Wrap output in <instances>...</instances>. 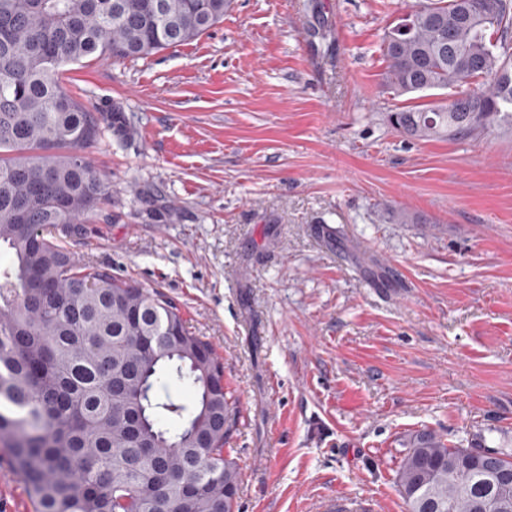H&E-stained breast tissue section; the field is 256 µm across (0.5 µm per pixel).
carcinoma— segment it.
Here are the masks:
<instances>
[{
	"mask_svg": "<svg viewBox=\"0 0 512 512\" xmlns=\"http://www.w3.org/2000/svg\"><path fill=\"white\" fill-rule=\"evenodd\" d=\"M230 0H0V447L38 512H235L239 420L212 345L157 290L81 263L69 244L108 204L88 160L111 126L76 99L64 67L145 59L194 41ZM409 30H403L406 19ZM384 33L383 81L453 98L389 115L417 141L512 128V0H419ZM165 380L190 402L160 397ZM512 458L422 431L397 472L406 512H487Z\"/></svg>",
	"mask_w": 512,
	"mask_h": 512,
	"instance_id": "carcinoma-1",
	"label": "carcinoma"
}]
</instances>
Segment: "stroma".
<instances>
[{"mask_svg":"<svg viewBox=\"0 0 512 512\" xmlns=\"http://www.w3.org/2000/svg\"><path fill=\"white\" fill-rule=\"evenodd\" d=\"M415 2L232 0L198 40L68 67L131 126L88 153L112 202L71 251L164 293L223 357L238 512H406L421 430L512 454V132L389 125L451 96L382 84L384 32ZM0 512H37L3 448Z\"/></svg>","mask_w":512,"mask_h":512,"instance_id":"35a3bbf8","label":"stroma"}]
</instances>
